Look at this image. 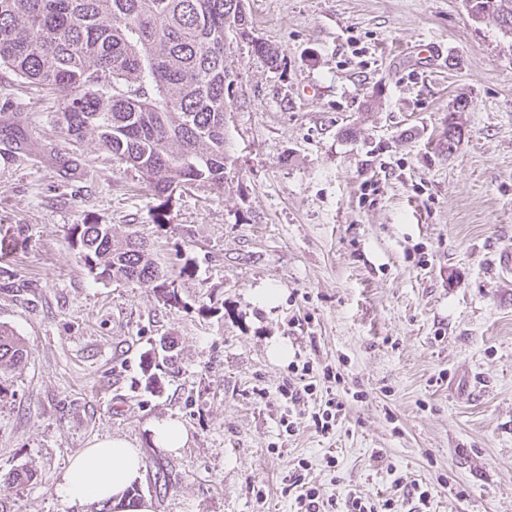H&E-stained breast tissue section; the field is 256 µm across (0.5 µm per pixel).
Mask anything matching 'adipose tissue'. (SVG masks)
I'll return each mask as SVG.
<instances>
[{
  "label": "adipose tissue",
  "instance_id": "obj_1",
  "mask_svg": "<svg viewBox=\"0 0 512 512\" xmlns=\"http://www.w3.org/2000/svg\"><path fill=\"white\" fill-rule=\"evenodd\" d=\"M142 477L138 449L121 438L94 440L79 452L56 483L68 501L123 502L126 491Z\"/></svg>",
  "mask_w": 512,
  "mask_h": 512
}]
</instances>
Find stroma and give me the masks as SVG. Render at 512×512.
Listing matches in <instances>:
<instances>
[{
	"instance_id": "35a3bbf8",
	"label": "stroma",
	"mask_w": 512,
	"mask_h": 512,
	"mask_svg": "<svg viewBox=\"0 0 512 512\" xmlns=\"http://www.w3.org/2000/svg\"><path fill=\"white\" fill-rule=\"evenodd\" d=\"M245 8L250 36L226 59L228 185L178 189L163 228L134 171L59 124L58 94L0 67V250L26 283L0 289V324L28 350L0 376V475L34 472L0 512H91L56 483L103 437L138 448L153 512H294L302 459L326 498L410 510L421 487L428 512H512V37L465 0ZM89 219L138 232L164 269L191 265L179 304L94 280L69 231ZM269 287L278 302L256 301ZM163 339L176 361L152 393L141 361ZM277 340L288 360L269 356ZM306 362L332 378L286 407ZM332 395L346 415L325 435L311 416ZM162 419L185 427L183 448L154 446Z\"/></svg>"
}]
</instances>
